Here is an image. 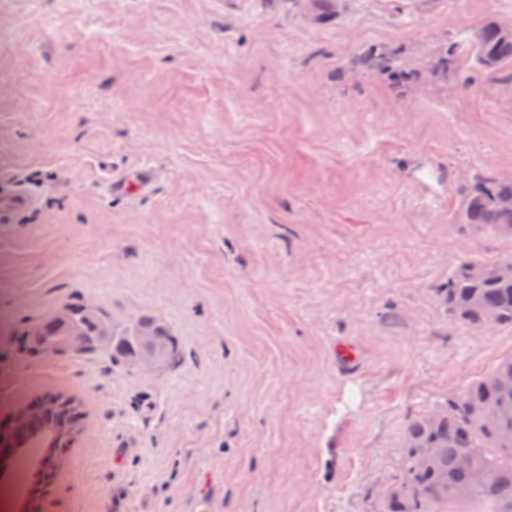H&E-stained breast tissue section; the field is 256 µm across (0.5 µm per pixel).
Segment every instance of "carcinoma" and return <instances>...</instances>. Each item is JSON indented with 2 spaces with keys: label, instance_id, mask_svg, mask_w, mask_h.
Instances as JSON below:
<instances>
[{
  "label": "carcinoma",
  "instance_id": "carcinoma-1",
  "mask_svg": "<svg viewBox=\"0 0 512 512\" xmlns=\"http://www.w3.org/2000/svg\"><path fill=\"white\" fill-rule=\"evenodd\" d=\"M474 56L493 75L512 71V33L489 22L467 41L448 43V62ZM458 219L463 230L512 236V213L496 204L512 195V181L477 177L459 187ZM477 262L460 261L441 289L448 313L457 320L483 327L475 300L495 311L496 325L512 327V276L478 280L471 274ZM512 356L470 382L437 411L410 420L405 428L406 466L386 494V512H512ZM470 448L483 454L473 457ZM488 478L473 484L474 473ZM473 486L469 499L454 495L460 486Z\"/></svg>",
  "mask_w": 512,
  "mask_h": 512
}]
</instances>
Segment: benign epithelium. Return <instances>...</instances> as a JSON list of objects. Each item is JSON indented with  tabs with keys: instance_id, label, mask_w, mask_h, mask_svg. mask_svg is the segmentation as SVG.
<instances>
[{
	"instance_id": "benign-epithelium-1",
	"label": "benign epithelium",
	"mask_w": 512,
	"mask_h": 512,
	"mask_svg": "<svg viewBox=\"0 0 512 512\" xmlns=\"http://www.w3.org/2000/svg\"><path fill=\"white\" fill-rule=\"evenodd\" d=\"M512 263L485 264L476 266L473 272L479 276H498L508 273ZM131 347V359L142 367L154 366L173 353L171 338L165 329L151 320L138 321L128 336ZM117 337L112 324L96 313V308L89 304L66 307L58 311L55 317L32 332V346L36 352L47 355L62 353H82L86 350L110 351ZM74 400L60 397L59 421L43 437V448H65L70 445L79 432L81 419L72 415ZM36 404L20 410L14 422L0 431V444L11 442L17 448H24L28 439L25 435H36L38 431L31 419L40 412ZM35 468L42 476V486L48 487L55 480L61 466L60 458L39 457L34 461Z\"/></svg>"
}]
</instances>
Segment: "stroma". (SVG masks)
Segmentation results:
<instances>
[{
  "label": "stroma",
  "instance_id": "obj_1",
  "mask_svg": "<svg viewBox=\"0 0 512 512\" xmlns=\"http://www.w3.org/2000/svg\"><path fill=\"white\" fill-rule=\"evenodd\" d=\"M490 20L512 0H0V194L36 200L0 220V416L84 415L41 512H385L408 420L512 354L440 298L512 261L454 219L512 180V76L441 65ZM133 168L150 193L104 191ZM86 303L178 358L20 351ZM131 359L141 367L154 366L173 353L171 338L165 329L151 320L138 321L131 330Z\"/></svg>",
  "mask_w": 512,
  "mask_h": 512
}]
</instances>
